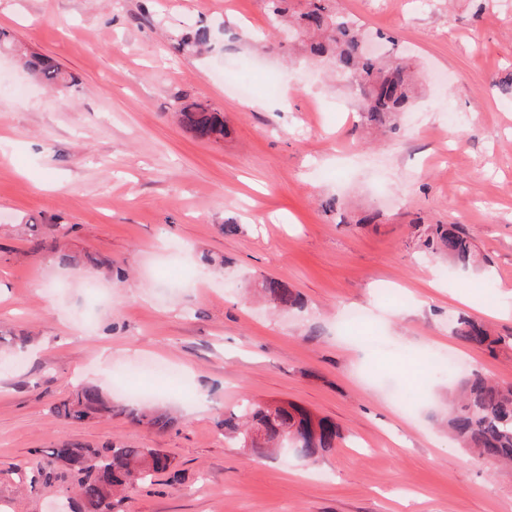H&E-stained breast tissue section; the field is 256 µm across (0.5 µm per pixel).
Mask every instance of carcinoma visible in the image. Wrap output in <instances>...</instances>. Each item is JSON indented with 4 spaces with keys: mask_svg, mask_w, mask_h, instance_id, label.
Instances as JSON below:
<instances>
[{
    "mask_svg": "<svg viewBox=\"0 0 512 512\" xmlns=\"http://www.w3.org/2000/svg\"><path fill=\"white\" fill-rule=\"evenodd\" d=\"M270 13L297 29L296 40L309 59L330 63L354 87L360 98V124L367 128L392 131L396 117L411 108L416 92V74L394 40L392 60L383 63L367 55L360 42L364 24L347 14L337 0H305L301 9H291L292 0H266ZM211 31L198 26L176 42L179 52H201L209 48ZM16 52L25 70L41 84L64 90L73 79L50 56L24 50L13 37L0 31V47ZM180 123L197 139L219 141L224 138V114L196 104L180 112ZM433 253H445L452 266L467 271L480 264L473 241L456 224H436L422 241ZM265 299L275 309L300 306V297L281 282L268 279L262 285ZM452 333L458 339L490 351L512 346V338L492 335L486 326L467 316L456 319ZM457 397L448 410L449 434L463 448L479 457L512 462V384L495 382L478 371L461 380L448 379ZM52 411L66 420H84L93 414H123L125 409L108 402L95 386H79ZM132 419L165 431L174 419L161 411H140ZM224 431L239 440L257 458H269L284 447L294 448L314 464L333 453L342 440L339 426L327 417L290 402L274 405L245 399L224 417ZM54 466L76 482L79 504L76 512H114L117 496L171 467L170 456L160 448L119 445L92 448L80 441H65L49 451Z\"/></svg>",
    "mask_w": 512,
    "mask_h": 512,
    "instance_id": "carcinoma-1",
    "label": "carcinoma"
}]
</instances>
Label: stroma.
Returning <instances> with one entry per match:
<instances>
[{"instance_id":"stroma-1","label":"stroma","mask_w":512,"mask_h":512,"mask_svg":"<svg viewBox=\"0 0 512 512\" xmlns=\"http://www.w3.org/2000/svg\"><path fill=\"white\" fill-rule=\"evenodd\" d=\"M341 2L431 75L383 136L356 130L328 63L280 51L265 0H0V28L75 78L46 87L0 52V512H55L65 482L20 469L65 440L170 455L121 512H512V472L449 438L448 382L424 361L512 383V347L452 336L464 313L512 337V0ZM197 22L210 49L175 52ZM245 63L279 93L242 95ZM195 102L223 113L222 141L176 121ZM332 196L379 217L342 223ZM28 222L58 252L33 250ZM431 224L489 266L450 273L421 244ZM268 279L303 308L256 301ZM81 384L125 414L59 418ZM245 396L345 440L314 466L259 460L220 426ZM147 405L173 427L130 418Z\"/></svg>"}]
</instances>
